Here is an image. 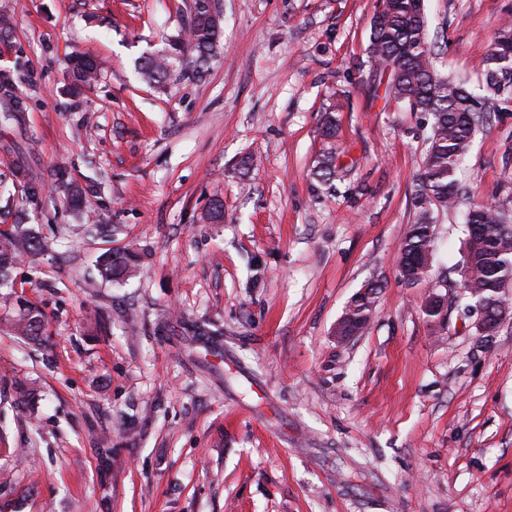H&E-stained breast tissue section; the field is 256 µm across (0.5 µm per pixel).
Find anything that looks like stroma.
I'll return each instance as SVG.
<instances>
[{
	"label": "stroma",
	"mask_w": 512,
	"mask_h": 512,
	"mask_svg": "<svg viewBox=\"0 0 512 512\" xmlns=\"http://www.w3.org/2000/svg\"><path fill=\"white\" fill-rule=\"evenodd\" d=\"M376 3L213 0L207 73L175 62L159 88L140 68L191 0H0L20 102L0 116V228L56 242L0 295V512H512V319L489 336L458 306L428 321L429 281L399 274L429 127L368 58ZM425 8L439 72L478 85L512 0ZM77 52L98 65L78 93ZM62 175L93 188L87 208ZM459 177L470 197L437 215L432 256L452 284L470 204L512 213V105ZM111 249L139 264L108 283ZM370 282L374 318L337 341ZM25 304L43 344L3 325Z\"/></svg>",
	"instance_id": "stroma-1"
}]
</instances>
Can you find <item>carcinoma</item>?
<instances>
[{
  "instance_id": "cac0c4a2",
  "label": "carcinoma",
  "mask_w": 512,
  "mask_h": 512,
  "mask_svg": "<svg viewBox=\"0 0 512 512\" xmlns=\"http://www.w3.org/2000/svg\"><path fill=\"white\" fill-rule=\"evenodd\" d=\"M193 4L188 38L174 40L168 50L146 59L142 70L148 81L162 83L174 60L182 63V73L188 78L205 72L219 26L211 0H193ZM510 33L512 28L505 27L488 51L482 83L485 95L480 97L469 90L467 81L436 73L428 46L425 6L420 0H389L387 9L372 21L367 52L378 69L388 72L385 92L410 111L432 118L415 197V220L399 248L400 275L410 284L425 279L415 257L433 249L435 211L455 206L462 197L457 174L471 150L476 128L484 120L477 109L480 98L512 102V76H506L507 64L501 62L509 51ZM69 68L77 89L91 85L97 77L93 59L85 54L74 56ZM465 232L462 295L475 302L484 298L498 307H511L512 297L500 287L512 282V221L492 206L474 203L466 216ZM48 249V242L27 224L0 230V289L14 287L12 271L21 258ZM135 260L136 255L129 251L106 252L99 258L98 271L103 279L114 281L129 272ZM15 326L27 339L37 341L42 314L28 306Z\"/></svg>"
}]
</instances>
